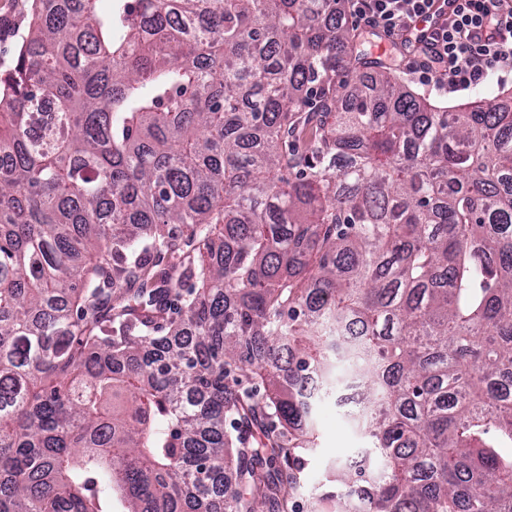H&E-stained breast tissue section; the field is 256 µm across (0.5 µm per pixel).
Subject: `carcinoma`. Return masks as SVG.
Masks as SVG:
<instances>
[{"instance_id": "1", "label": "carcinoma", "mask_w": 512, "mask_h": 512, "mask_svg": "<svg viewBox=\"0 0 512 512\" xmlns=\"http://www.w3.org/2000/svg\"><path fill=\"white\" fill-rule=\"evenodd\" d=\"M343 3L34 0L0 74V512H288L325 398L368 441L332 512H512V92L435 105Z\"/></svg>"}]
</instances>
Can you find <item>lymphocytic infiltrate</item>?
<instances>
[{
    "instance_id": "lymphocytic-infiltrate-1",
    "label": "lymphocytic infiltrate",
    "mask_w": 512,
    "mask_h": 512,
    "mask_svg": "<svg viewBox=\"0 0 512 512\" xmlns=\"http://www.w3.org/2000/svg\"><path fill=\"white\" fill-rule=\"evenodd\" d=\"M435 0H347L358 27L399 39L407 69L421 85L462 91L512 76V0H456L450 19L431 35L408 38L428 20Z\"/></svg>"
}]
</instances>
